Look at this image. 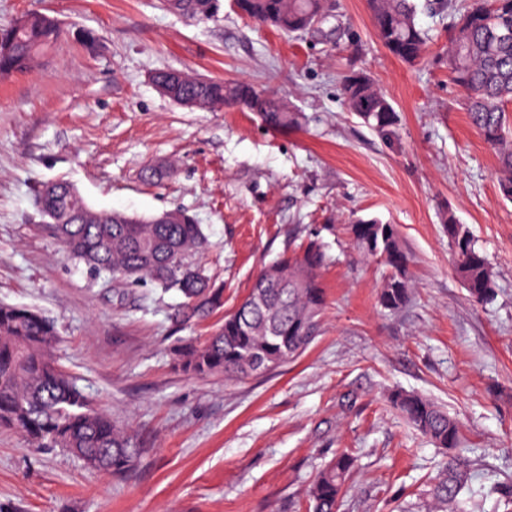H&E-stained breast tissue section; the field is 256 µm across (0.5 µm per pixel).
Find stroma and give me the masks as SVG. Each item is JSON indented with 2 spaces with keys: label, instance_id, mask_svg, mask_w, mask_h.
Listing matches in <instances>:
<instances>
[{
  "label": "stroma",
  "instance_id": "stroma-1",
  "mask_svg": "<svg viewBox=\"0 0 512 512\" xmlns=\"http://www.w3.org/2000/svg\"><path fill=\"white\" fill-rule=\"evenodd\" d=\"M336 2L333 50L255 24L234 0H217L209 19L165 0H0V26L32 11L62 24L31 70L0 80V303L56 321V362L144 450L117 477L0 431V512H305L309 485L339 448L359 457L339 512L420 506L442 454L390 406L396 389L458 421L474 476L467 512H505L512 201L436 62L447 20L419 14L432 40L408 65L377 39L366 0ZM344 68L369 73L391 99L395 143L346 110ZM168 69L277 91L302 124L274 131L248 111L183 108L152 82ZM58 179L97 210L193 215L223 310L178 326L168 317L178 293L148 297L66 259L36 200ZM449 211L493 267L490 301H475L455 272ZM374 217L396 225L409 257L411 301L395 312L379 303L389 267L350 233L351 221ZM309 239L326 244L329 261L320 332L303 354L246 380L177 368L175 346L208 336L262 266Z\"/></svg>",
  "mask_w": 512,
  "mask_h": 512
}]
</instances>
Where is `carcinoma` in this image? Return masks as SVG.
<instances>
[{
  "mask_svg": "<svg viewBox=\"0 0 512 512\" xmlns=\"http://www.w3.org/2000/svg\"><path fill=\"white\" fill-rule=\"evenodd\" d=\"M247 17L284 34L333 31L313 27L318 17L329 18L331 0H239ZM376 36L399 60L412 64L426 49L427 35L417 15L425 10L450 20L448 50L443 63L463 92L471 125L498 158V184L504 199L512 200V0H370ZM58 20L41 12L23 15L0 27V79L29 70L37 57L59 37ZM339 96L389 144L397 140L398 115L390 99L367 73L348 69L338 76ZM180 94L199 98L211 108L254 112L269 128L286 130L300 125V115L288 101L257 90L245 81L207 79L195 82L184 75ZM38 203L49 230L63 243L68 256L97 275L118 277L124 268L138 270L137 282L149 283L165 294L174 290L183 301L169 317L177 325L201 320L224 307V289L215 286L196 261L205 244L201 225L187 212L176 224H154L127 215L83 224L82 210H91L76 188L56 182L55 191H38ZM448 243L462 245L454 252V269L471 297L494 296L495 274L487 257L475 247L469 232L453 213L445 218ZM356 247L380 255L392 272L380 293L381 305L396 311L410 299L405 275L408 262L393 224L376 218L350 225ZM326 264L324 245L310 239L262 268L245 298L223 324L202 339L184 341L175 350V363L185 373H222L245 378L266 372L298 357L319 331L325 303L319 271ZM55 321L37 309L0 303V429L21 433L35 449L63 448L84 465L95 464L113 475L131 471L140 449L130 431L98 408L75 380L50 358L57 340ZM389 401L410 425L448 455L440 462L429 490L430 512H459L461 494L469 489L459 424L432 401L395 391ZM356 470V458L337 453L308 490V512H338L346 481Z\"/></svg>",
  "mask_w": 512,
  "mask_h": 512,
  "instance_id": "1",
  "label": "carcinoma"
}]
</instances>
